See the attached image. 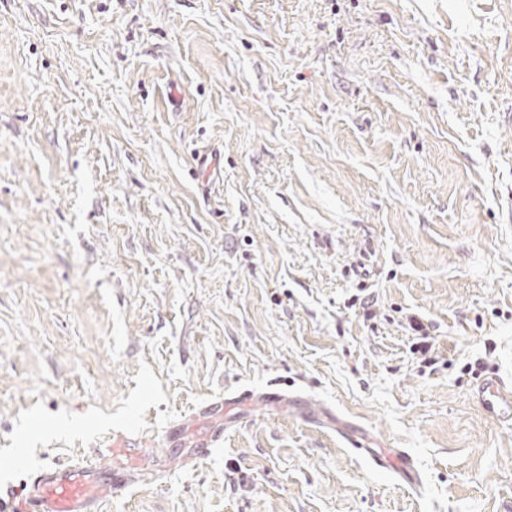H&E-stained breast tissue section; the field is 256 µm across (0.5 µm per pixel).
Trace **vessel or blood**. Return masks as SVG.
Returning <instances> with one entry per match:
<instances>
[{
  "mask_svg": "<svg viewBox=\"0 0 512 512\" xmlns=\"http://www.w3.org/2000/svg\"><path fill=\"white\" fill-rule=\"evenodd\" d=\"M472 395L495 421L512 426V380L496 375L486 378ZM232 403L231 397H220L170 424L164 437L169 445L188 421L208 419L213 423L205 444L180 456L182 469H194L209 457L212 449L223 447L224 413ZM154 461L152 438L142 432L116 430L83 456L39 470L27 482L24 496H17L13 488H0V512H103L105 502L133 485L146 482ZM370 461L374 467L393 472L411 489H420L418 467L405 449H384L372 455Z\"/></svg>",
  "mask_w": 512,
  "mask_h": 512,
  "instance_id": "vessel-or-blood-1",
  "label": "vessel or blood"
}]
</instances>
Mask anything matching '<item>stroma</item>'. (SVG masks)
<instances>
[{
	"label": "stroma",
	"instance_id": "1",
	"mask_svg": "<svg viewBox=\"0 0 512 512\" xmlns=\"http://www.w3.org/2000/svg\"><path fill=\"white\" fill-rule=\"evenodd\" d=\"M494 373L512 0H0V484L248 389L105 512H512ZM478 405L499 424L512 426V380L491 376L472 392ZM280 396L277 393H254L245 391L239 395L228 397L222 396L216 401H211L193 409L187 416L182 415L173 421L165 433V443L170 448L175 439L180 435L184 426L190 422L200 419H211L213 426L207 437L206 443L200 448H190L183 453L178 462L183 470H192L209 457L213 448H222L224 445V412L229 405L242 400H259L274 403ZM371 464L393 472L398 479L417 491L421 488L418 467L412 456L404 448H385L379 454L371 455Z\"/></svg>",
	"mask_w": 512,
	"mask_h": 512
}]
</instances>
